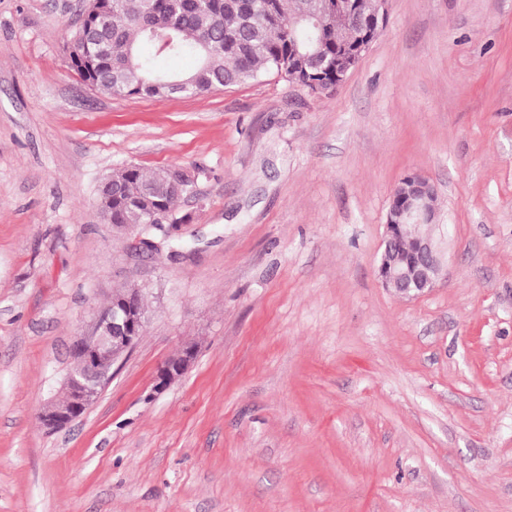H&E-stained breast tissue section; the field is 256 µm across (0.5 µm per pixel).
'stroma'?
Here are the masks:
<instances>
[{"mask_svg":"<svg viewBox=\"0 0 512 512\" xmlns=\"http://www.w3.org/2000/svg\"><path fill=\"white\" fill-rule=\"evenodd\" d=\"M82 7L0 0V512H512V0H387L317 97L101 93L68 66ZM128 163L196 177L177 252L102 220ZM408 174L443 253L415 299L377 276ZM132 281L138 343L45 427L81 326ZM196 356V348L193 345L184 347L179 358L172 362L170 360L162 363L153 378V394L165 392L176 380H178L187 370L190 363Z\"/></svg>","mask_w":512,"mask_h":512,"instance_id":"1","label":"stroma"}]
</instances>
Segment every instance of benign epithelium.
<instances>
[{
    "label": "benign epithelium",
    "instance_id": "benign-epithelium-1",
    "mask_svg": "<svg viewBox=\"0 0 512 512\" xmlns=\"http://www.w3.org/2000/svg\"><path fill=\"white\" fill-rule=\"evenodd\" d=\"M415 192L403 193L395 187L386 221V234L378 265L384 287L405 297L414 298L433 288L441 272V259L434 237L428 233L414 245V260L409 261L394 250L402 224L421 229L436 223L437 213L430 211L428 200L436 189L424 178L413 176ZM141 289L133 284L112 309L97 312L77 336L73 348V367L65 376L63 395L51 400L41 414L49 428H58L80 418L112 379V368L137 344L143 316ZM196 356L193 345L184 347L179 358L162 363L153 378L152 391L165 392L187 370Z\"/></svg>",
    "mask_w": 512,
    "mask_h": 512
}]
</instances>
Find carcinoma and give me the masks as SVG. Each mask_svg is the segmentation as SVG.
Segmentation results:
<instances>
[{
    "mask_svg": "<svg viewBox=\"0 0 512 512\" xmlns=\"http://www.w3.org/2000/svg\"><path fill=\"white\" fill-rule=\"evenodd\" d=\"M317 0H88L91 35L72 34L70 68L90 87L111 96L164 98L201 95L219 87L255 82L276 74L317 96L333 90L353 68L345 44L355 28L344 14L325 12L308 20ZM383 0H353L362 20L382 14ZM153 55H192L196 68L167 74L153 66ZM175 167L146 173L127 164L105 176L97 189V208L114 224L145 228L162 211L173 224L179 197L191 193ZM419 235L403 225L397 248L412 250Z\"/></svg>",
    "mask_w": 512,
    "mask_h": 512,
    "instance_id": "obj_1",
    "label": "carcinoma"
}]
</instances>
